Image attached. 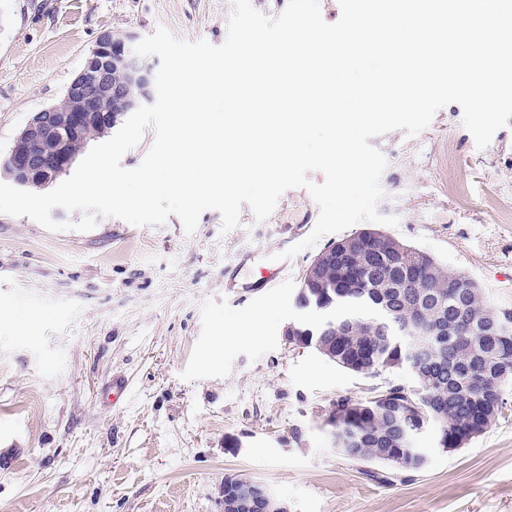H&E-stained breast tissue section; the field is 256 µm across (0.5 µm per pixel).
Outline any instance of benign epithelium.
Listing matches in <instances>:
<instances>
[{
    "label": "benign epithelium",
    "mask_w": 512,
    "mask_h": 512,
    "mask_svg": "<svg viewBox=\"0 0 512 512\" xmlns=\"http://www.w3.org/2000/svg\"><path fill=\"white\" fill-rule=\"evenodd\" d=\"M137 36L103 31L62 100L35 113L20 133L27 143L9 161V176L21 188L40 186L66 170L63 141L92 124L118 120L150 98L152 68L134 53Z\"/></svg>",
    "instance_id": "benign-epithelium-1"
}]
</instances>
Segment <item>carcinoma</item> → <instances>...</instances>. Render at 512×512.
Returning <instances> with one entry per match:
<instances>
[{
	"mask_svg": "<svg viewBox=\"0 0 512 512\" xmlns=\"http://www.w3.org/2000/svg\"><path fill=\"white\" fill-rule=\"evenodd\" d=\"M99 129L64 144L75 156ZM336 263L316 258L295 304L318 316L298 320L288 344L313 349L359 376L411 364V386L389 382L364 399L340 396L330 417L336 431L358 435L349 457L415 470L420 448H398L404 430L434 428L438 446L466 445L497 421L512 386V308L493 305L471 278L451 273L434 256L378 229L328 245ZM421 318L419 334L399 325Z\"/></svg>",
	"mask_w": 512,
	"mask_h": 512,
	"instance_id": "obj_1",
	"label": "carcinoma"
}]
</instances>
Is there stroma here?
I'll use <instances>...</instances> for the list:
<instances>
[{
    "label": "stroma",
    "instance_id": "1",
    "mask_svg": "<svg viewBox=\"0 0 512 512\" xmlns=\"http://www.w3.org/2000/svg\"><path fill=\"white\" fill-rule=\"evenodd\" d=\"M230 12L231 0H0V155L62 97L100 32L162 25L218 45ZM462 119L451 103L418 136L372 138L387 160L378 211L399 219L388 235L512 308V125L480 150ZM318 213L294 188L265 221L242 207L227 233L214 210L191 233L175 216L52 232L0 214V452L17 451L0 512H222L228 474L288 512H512V388L464 447L420 436L421 470L336 450V398L413 375L364 378L286 341L306 270L337 234L294 257L281 288L256 280ZM116 376L131 400L108 407Z\"/></svg>",
    "mask_w": 512,
    "mask_h": 512
}]
</instances>
